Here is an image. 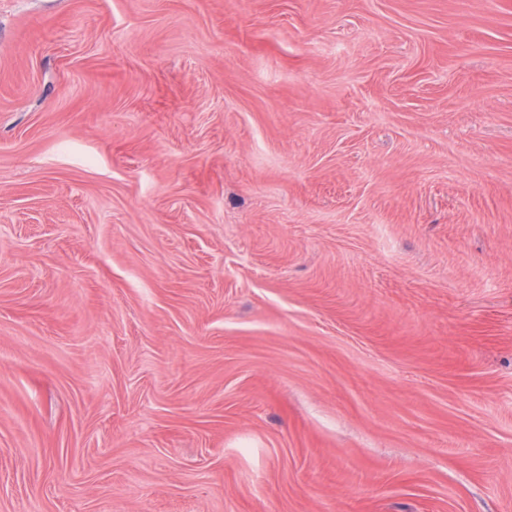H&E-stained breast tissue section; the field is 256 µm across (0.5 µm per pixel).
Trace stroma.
<instances>
[{
    "mask_svg": "<svg viewBox=\"0 0 512 512\" xmlns=\"http://www.w3.org/2000/svg\"><path fill=\"white\" fill-rule=\"evenodd\" d=\"M0 512H512V0H0Z\"/></svg>",
    "mask_w": 512,
    "mask_h": 512,
    "instance_id": "obj_1",
    "label": "stroma"
}]
</instances>
